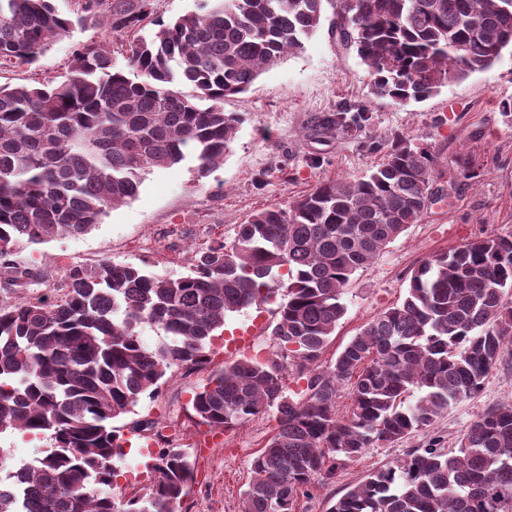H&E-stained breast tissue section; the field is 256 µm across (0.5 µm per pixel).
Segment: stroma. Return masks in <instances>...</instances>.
Listing matches in <instances>:
<instances>
[{
  "mask_svg": "<svg viewBox=\"0 0 512 512\" xmlns=\"http://www.w3.org/2000/svg\"><path fill=\"white\" fill-rule=\"evenodd\" d=\"M335 18L336 0H323L322 24L303 49L261 74L247 92L225 99V111L241 114L242 122L223 165L207 177L198 176L192 158L170 168L151 169L137 196L108 209L89 233L16 244L11 263L29 270L35 279L27 297L56 301L60 293L55 285L73 264L95 266L109 260L173 278L188 275L195 250L219 238L231 241L238 224L255 211L288 207L321 181L366 172L381 163L382 151L370 150L358 139L326 134L318 124L325 115L340 109L352 112L362 103L370 114L368 135L390 139L411 131L432 144L444 164L448 196L356 274L342 297L345 314L322 355V367H332L365 324L403 301L411 270L430 256L483 232L512 236V115L502 111L503 102L512 101V52L504 51L489 70L449 82L434 97L400 106L370 98L371 76L356 53L332 35ZM123 41L105 25L75 29L33 65L0 66V84L63 80L79 44H102L117 57ZM461 159L468 161L471 178L457 173ZM278 305L272 299L228 315L214 346L251 327L255 347L242 350V357H251L256 350L263 358L272 357L278 342L270 325ZM224 361L219 353L201 368L169 371L157 394L143 395L132 413L116 420L125 441L123 457L113 461L119 486L129 492L141 490L135 476L152 458L130 428L133 421L153 419L164 425L165 436L186 451L193 466L194 480L182 500V512H241L252 462L277 428L278 413L269 409L225 431L199 424L192 398ZM511 399L509 345L479 392L449 406L430 427L367 448L361 457L347 462L333 482L299 497L296 512H329L348 486L401 460L409 449L434 442L454 447L478 415ZM50 445L41 435L18 430L0 434V448L6 451L0 469L12 470L29 460L31 449Z\"/></svg>",
  "mask_w": 512,
  "mask_h": 512,
  "instance_id": "stroma-1",
  "label": "stroma"
}]
</instances>
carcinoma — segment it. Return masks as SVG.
Returning a JSON list of instances; mask_svg holds the SVG:
<instances>
[{"instance_id": "cac0c4a2", "label": "carcinoma", "mask_w": 512, "mask_h": 512, "mask_svg": "<svg viewBox=\"0 0 512 512\" xmlns=\"http://www.w3.org/2000/svg\"><path fill=\"white\" fill-rule=\"evenodd\" d=\"M214 2L144 37L152 0H78L71 17L51 0H0V65H32L75 28L103 20L127 37L121 66L103 45L80 44L66 79L0 86V258L21 239L87 233L134 199L153 168L192 157L204 177L224 163L240 123L224 99L302 49L323 0ZM336 2L331 30L368 68L371 94L395 104L435 96L512 48V0ZM320 126L361 130L340 111ZM443 176L431 145L398 135L367 173L253 213L231 241L196 252L187 276L74 264L56 302L1 303L0 433L45 434L52 446L0 477V512H178L193 478L188 455L159 448L146 490L117 493L112 459L123 450L112 422L156 394L168 371L209 363L228 314L279 294L278 358L226 362L192 400L200 423L224 430L277 409L242 512H296L298 497L344 462L477 393L512 345V236L483 232L432 255L412 271L403 302L319 369L355 274L445 195L434 188ZM0 268L9 285H32L9 262ZM146 323L170 341L148 348L138 332ZM289 363L306 381L296 400L283 390ZM344 384L352 402L341 417ZM329 512H512V400L482 414L456 448L411 449L371 472Z\"/></svg>"}]
</instances>
